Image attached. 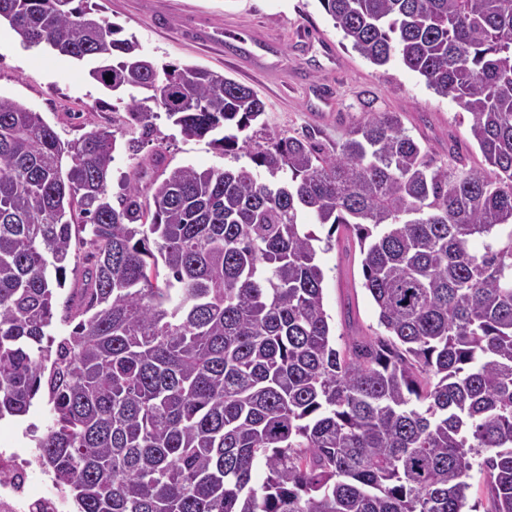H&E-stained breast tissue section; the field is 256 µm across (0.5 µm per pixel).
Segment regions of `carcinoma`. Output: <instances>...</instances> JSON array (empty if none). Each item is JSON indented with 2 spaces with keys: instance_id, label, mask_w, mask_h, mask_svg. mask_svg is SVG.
<instances>
[{
  "instance_id": "obj_1",
  "label": "carcinoma",
  "mask_w": 512,
  "mask_h": 512,
  "mask_svg": "<svg viewBox=\"0 0 512 512\" xmlns=\"http://www.w3.org/2000/svg\"><path fill=\"white\" fill-rule=\"evenodd\" d=\"M319 3L466 110L487 167L367 102L333 153L251 134L252 88L158 66L98 4L0 0L23 44L130 93L120 134L73 141L0 96V419L46 403L32 437L76 512H465L475 459L512 512V0ZM162 116L251 164L113 205L117 137L134 153ZM311 222L355 235L387 338L333 347Z\"/></svg>"
}]
</instances>
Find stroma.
<instances>
[{"label":"stroma","mask_w":512,"mask_h":512,"mask_svg":"<svg viewBox=\"0 0 512 512\" xmlns=\"http://www.w3.org/2000/svg\"><path fill=\"white\" fill-rule=\"evenodd\" d=\"M105 15L135 35L158 65L198 64L252 87L265 103V132L299 136L309 132L327 150L341 145L369 98L378 112L400 113L403 127L439 161L456 144L469 166L485 160L470 133V116L455 101L437 95L425 80L394 60L373 65L355 51L324 12L319 0H98ZM0 95L39 112L62 140L95 127L120 129L126 103L93 80L86 66L41 48L24 47L12 28L0 23ZM168 167L200 169L225 164L208 140L189 138L166 119L134 153L118 149L108 191L119 197L155 154ZM318 252L325 272L324 307L336 349L348 337L384 335L378 310L363 287L359 247L344 230L329 232Z\"/></svg>","instance_id":"obj_1"}]
</instances>
